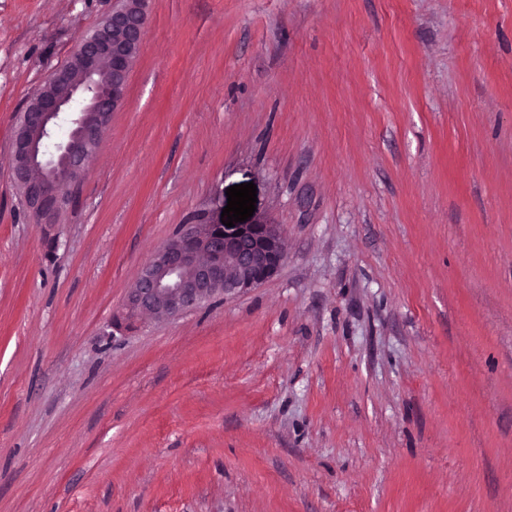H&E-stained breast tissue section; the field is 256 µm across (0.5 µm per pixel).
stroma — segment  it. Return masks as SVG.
Wrapping results in <instances>:
<instances>
[{"instance_id":"obj_1","label":"stroma","mask_w":512,"mask_h":512,"mask_svg":"<svg viewBox=\"0 0 512 512\" xmlns=\"http://www.w3.org/2000/svg\"><path fill=\"white\" fill-rule=\"evenodd\" d=\"M113 0H0V512H512V0H151L78 202L18 113ZM257 187L286 260L115 327Z\"/></svg>"}]
</instances>
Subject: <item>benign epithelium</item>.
I'll return each mask as SVG.
<instances>
[{
  "label": "benign epithelium",
  "mask_w": 512,
  "mask_h": 512,
  "mask_svg": "<svg viewBox=\"0 0 512 512\" xmlns=\"http://www.w3.org/2000/svg\"><path fill=\"white\" fill-rule=\"evenodd\" d=\"M150 0H114L112 11L78 40L21 110L11 143V177L37 224L71 206L85 160L112 112L126 99L131 65L142 48ZM278 224L227 227L208 215L184 224L144 265L125 316L146 311L174 318L219 296L255 288L284 261Z\"/></svg>",
  "instance_id": "obj_1"
}]
</instances>
